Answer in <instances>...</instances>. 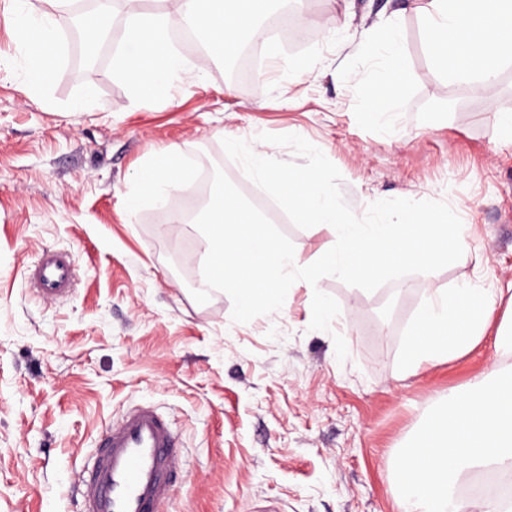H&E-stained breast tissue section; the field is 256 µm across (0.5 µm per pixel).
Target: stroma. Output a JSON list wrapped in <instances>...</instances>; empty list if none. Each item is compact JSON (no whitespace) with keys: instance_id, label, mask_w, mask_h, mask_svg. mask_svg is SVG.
Here are the masks:
<instances>
[{"instance_id":"1","label":"stroma","mask_w":512,"mask_h":512,"mask_svg":"<svg viewBox=\"0 0 512 512\" xmlns=\"http://www.w3.org/2000/svg\"><path fill=\"white\" fill-rule=\"evenodd\" d=\"M16 6L0 0V512H79L74 484L99 430L138 402L166 412L179 439L182 479L165 512H398L395 455L427 411L512 369L489 338L417 374L401 369L425 289H512V141L498 127L512 113V62L478 95L437 68L409 0H306V42L255 41L266 66L242 80L212 60L171 100L137 103L108 70L114 43L94 70L66 44L36 92ZM386 18L399 23L406 70L388 129L366 114L382 69L354 50ZM304 57L316 71L289 73L286 60ZM89 87L94 99L73 111ZM263 132L322 150L355 214L380 199L447 203L475 229L469 251L372 292L322 278L317 289L341 308L327 332L310 330L314 291L301 281L279 313L246 323L224 292L197 303L204 235L173 222L170 200L130 212L126 198L151 156L176 144L188 189L220 161L256 200L221 141ZM59 249L80 280L64 299L38 300L27 267Z\"/></svg>"}]
</instances>
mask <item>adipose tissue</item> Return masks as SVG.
I'll return each mask as SVG.
<instances>
[{"mask_svg": "<svg viewBox=\"0 0 512 512\" xmlns=\"http://www.w3.org/2000/svg\"><path fill=\"white\" fill-rule=\"evenodd\" d=\"M49 7L40 12L26 9L17 14V29L25 48V74L33 87L42 86L53 73L55 58L38 52V45L58 42L55 11L65 0H47ZM512 21V0H468L460 8L459 0H413V10L422 17L428 44L460 35L458 48L452 53L435 54L438 67L457 79L471 83L475 92H482L497 79L502 62L512 59V39L503 38L491 27L478 25L477 20L487 8ZM358 49L380 59L385 71L384 81L368 91L372 102V118H379V100L397 99L404 71L401 33L392 24L386 25L383 37L365 31ZM185 179L183 155L178 146L158 152L139 172L137 187L128 197L129 209H139L148 202H157L171 191L181 188ZM500 297L475 283H465L452 291L438 288L426 291V298L416 313L409 331L407 346L401 359L405 372L423 366L451 361L472 350L484 337L488 320L496 310Z\"/></svg>", "mask_w": 512, "mask_h": 512, "instance_id": "1", "label": "adipose tissue"}]
</instances>
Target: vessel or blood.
I'll return each mask as SVG.
<instances>
[{"mask_svg": "<svg viewBox=\"0 0 512 512\" xmlns=\"http://www.w3.org/2000/svg\"><path fill=\"white\" fill-rule=\"evenodd\" d=\"M72 255L43 253L33 264L32 291L61 299L73 290ZM177 436L151 404H135L102 429L92 461L76 482L80 512H162L177 485Z\"/></svg>", "mask_w": 512, "mask_h": 512, "instance_id": "obj_1", "label": "vessel or blood"}]
</instances>
